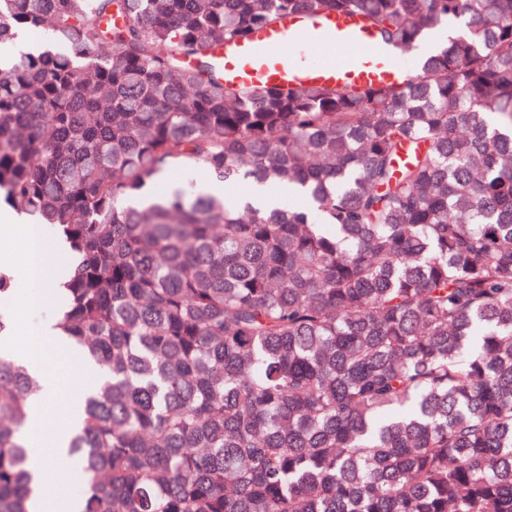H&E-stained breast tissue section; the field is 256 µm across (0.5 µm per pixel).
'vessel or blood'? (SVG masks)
Masks as SVG:
<instances>
[{"instance_id": "obj_1", "label": "vessel or blood", "mask_w": 512, "mask_h": 512, "mask_svg": "<svg viewBox=\"0 0 512 512\" xmlns=\"http://www.w3.org/2000/svg\"><path fill=\"white\" fill-rule=\"evenodd\" d=\"M216 56L225 81L236 84L351 86L406 74L366 21L336 14L284 18L255 29L246 40L221 45Z\"/></svg>"}]
</instances>
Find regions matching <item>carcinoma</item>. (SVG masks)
Instances as JSON below:
<instances>
[{
  "label": "carcinoma",
  "mask_w": 512,
  "mask_h": 512,
  "mask_svg": "<svg viewBox=\"0 0 512 512\" xmlns=\"http://www.w3.org/2000/svg\"><path fill=\"white\" fill-rule=\"evenodd\" d=\"M361 17L396 82L224 81L215 48ZM0 203L68 244L59 328L100 374L81 512H512V0H0ZM301 190L241 209L173 186ZM0 356V512L31 399Z\"/></svg>",
  "instance_id": "1"
}]
</instances>
